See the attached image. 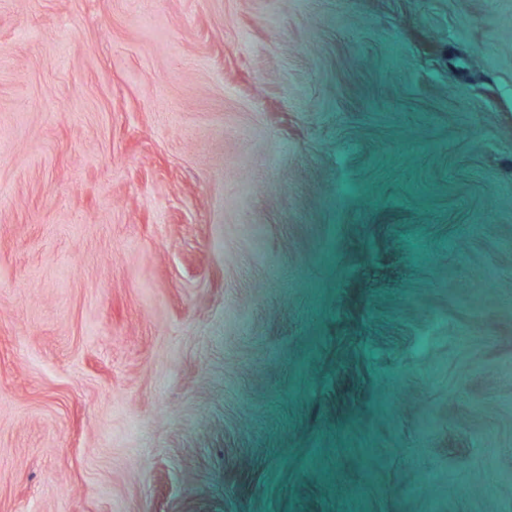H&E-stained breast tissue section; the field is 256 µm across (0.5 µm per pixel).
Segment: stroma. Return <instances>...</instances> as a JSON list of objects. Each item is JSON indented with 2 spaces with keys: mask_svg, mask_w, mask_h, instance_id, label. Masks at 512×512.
Here are the masks:
<instances>
[{
  "mask_svg": "<svg viewBox=\"0 0 512 512\" xmlns=\"http://www.w3.org/2000/svg\"><path fill=\"white\" fill-rule=\"evenodd\" d=\"M0 512H512V0H0Z\"/></svg>",
  "mask_w": 512,
  "mask_h": 512,
  "instance_id": "1",
  "label": "stroma"
}]
</instances>
